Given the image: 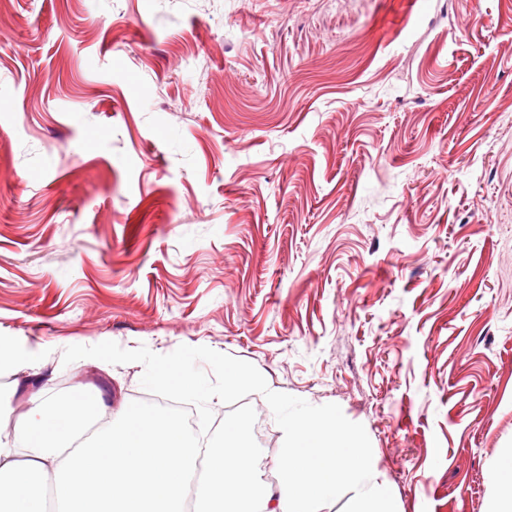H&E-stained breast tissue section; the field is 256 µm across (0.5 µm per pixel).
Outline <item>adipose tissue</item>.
Instances as JSON below:
<instances>
[{
	"label": "adipose tissue",
	"instance_id": "adipose-tissue-1",
	"mask_svg": "<svg viewBox=\"0 0 512 512\" xmlns=\"http://www.w3.org/2000/svg\"><path fill=\"white\" fill-rule=\"evenodd\" d=\"M80 395L39 401L16 425L22 449L0 448V512H318L351 494L354 512H393L367 438L332 410L287 419L285 462L264 490L246 425L225 422L219 444L190 445L169 414L123 409L119 427L87 432Z\"/></svg>",
	"mask_w": 512,
	"mask_h": 512
}]
</instances>
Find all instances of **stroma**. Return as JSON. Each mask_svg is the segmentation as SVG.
I'll list each match as a JSON object with an SVG mask.
<instances>
[{"mask_svg":"<svg viewBox=\"0 0 512 512\" xmlns=\"http://www.w3.org/2000/svg\"><path fill=\"white\" fill-rule=\"evenodd\" d=\"M0 444L206 346L364 426L396 512L512 450V0H7ZM261 480L284 435L263 395Z\"/></svg>","mask_w":512,"mask_h":512,"instance_id":"stroma-1","label":"stroma"}]
</instances>
